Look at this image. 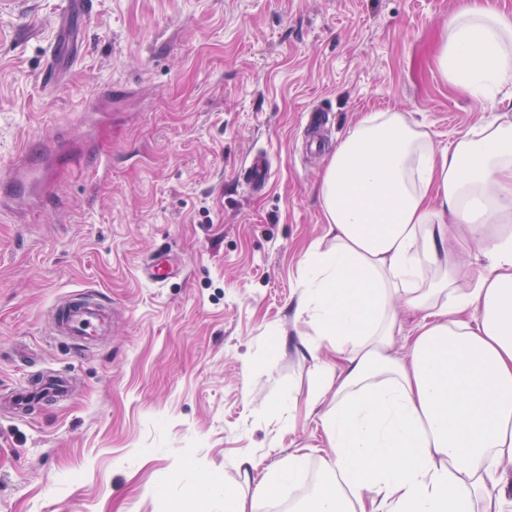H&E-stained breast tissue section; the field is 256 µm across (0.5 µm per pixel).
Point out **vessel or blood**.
<instances>
[{
  "mask_svg": "<svg viewBox=\"0 0 512 512\" xmlns=\"http://www.w3.org/2000/svg\"><path fill=\"white\" fill-rule=\"evenodd\" d=\"M17 172L12 186L17 193L32 190L41 180L40 171L31 166L28 154H20L14 164ZM244 180L251 191H264L268 183V162L262 153L249 157L244 168ZM53 330L56 335L68 339L76 354L92 350L97 342L110 333L116 322L114 304L94 291H78L66 296L51 309ZM72 390V381L67 373L57 372L40 377L35 386L13 392L9 407L17 412L27 410L36 401H54L67 397Z\"/></svg>",
  "mask_w": 512,
  "mask_h": 512,
  "instance_id": "1",
  "label": "vessel or blood"
}]
</instances>
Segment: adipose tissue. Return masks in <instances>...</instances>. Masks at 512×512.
Here are the masks:
<instances>
[{"instance_id": "1", "label": "adipose tissue", "mask_w": 512, "mask_h": 512, "mask_svg": "<svg viewBox=\"0 0 512 512\" xmlns=\"http://www.w3.org/2000/svg\"><path fill=\"white\" fill-rule=\"evenodd\" d=\"M437 63L498 115L437 147L404 112H370L320 182L324 237L303 257L295 315L336 358L305 401L329 447L291 512H504L512 498V17L461 0ZM485 270L468 279V252ZM421 313L402 336L404 311ZM406 353H399L398 343ZM307 454L238 468L253 495L215 482L223 512L294 485Z\"/></svg>"}]
</instances>
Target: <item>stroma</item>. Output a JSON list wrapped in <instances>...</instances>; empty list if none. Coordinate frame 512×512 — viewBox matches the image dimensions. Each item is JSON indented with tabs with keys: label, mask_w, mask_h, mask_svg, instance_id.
Instances as JSON below:
<instances>
[{
	"label": "stroma",
	"mask_w": 512,
	"mask_h": 512,
	"mask_svg": "<svg viewBox=\"0 0 512 512\" xmlns=\"http://www.w3.org/2000/svg\"><path fill=\"white\" fill-rule=\"evenodd\" d=\"M459 0H95L73 13L58 81L41 73L62 0H0V394L47 371L68 399L0 412V512H221L192 503L237 461L309 452L304 481L260 500L287 512L321 477L315 416L279 411L322 381L293 313L326 226L318 183L364 113L399 111L435 145L493 119L447 84L436 53ZM57 141L44 195L21 200L22 150ZM271 158L265 193L242 165ZM112 170L101 174L98 153ZM180 270L162 285L144 264ZM99 291L124 310L79 358L54 303Z\"/></svg>",
	"instance_id": "1"
}]
</instances>
